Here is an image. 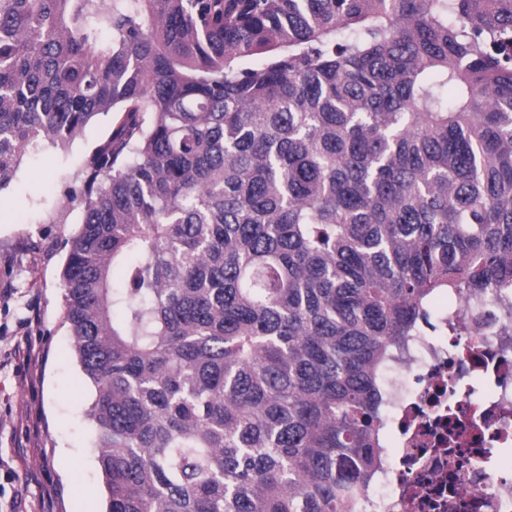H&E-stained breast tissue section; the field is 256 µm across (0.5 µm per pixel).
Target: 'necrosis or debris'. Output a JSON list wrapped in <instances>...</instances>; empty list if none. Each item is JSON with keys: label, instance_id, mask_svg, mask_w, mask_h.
Listing matches in <instances>:
<instances>
[{"label": "necrosis or debris", "instance_id": "obj_1", "mask_svg": "<svg viewBox=\"0 0 512 512\" xmlns=\"http://www.w3.org/2000/svg\"><path fill=\"white\" fill-rule=\"evenodd\" d=\"M385 370L394 448L365 512H512V290L462 291Z\"/></svg>", "mask_w": 512, "mask_h": 512}]
</instances>
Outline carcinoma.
Wrapping results in <instances>:
<instances>
[{
  "label": "carcinoma",
  "mask_w": 512,
  "mask_h": 512,
  "mask_svg": "<svg viewBox=\"0 0 512 512\" xmlns=\"http://www.w3.org/2000/svg\"><path fill=\"white\" fill-rule=\"evenodd\" d=\"M108 112L62 276L107 512H361L399 340L512 288V0H0V189Z\"/></svg>",
  "instance_id": "cac0c4a2"
}]
</instances>
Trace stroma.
<instances>
[{
	"label": "stroma",
	"instance_id": "obj_1",
	"mask_svg": "<svg viewBox=\"0 0 512 512\" xmlns=\"http://www.w3.org/2000/svg\"><path fill=\"white\" fill-rule=\"evenodd\" d=\"M111 131L102 114L66 147L30 145L0 189V512H77L80 498L106 509L62 271L80 225L66 194Z\"/></svg>",
	"mask_w": 512,
	"mask_h": 512
}]
</instances>
